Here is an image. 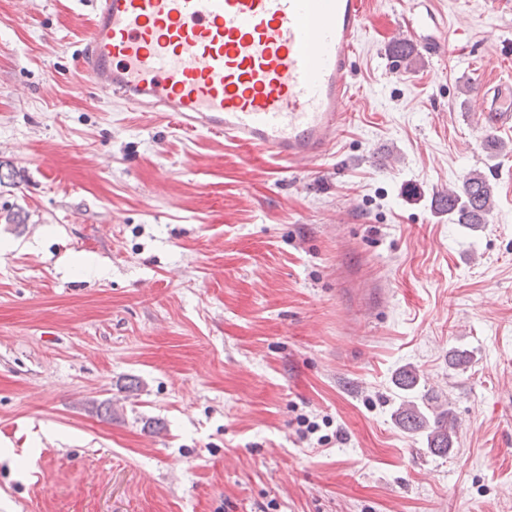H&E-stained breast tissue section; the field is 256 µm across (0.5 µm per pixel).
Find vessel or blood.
<instances>
[{
    "label": "vessel or blood",
    "mask_w": 512,
    "mask_h": 512,
    "mask_svg": "<svg viewBox=\"0 0 512 512\" xmlns=\"http://www.w3.org/2000/svg\"><path fill=\"white\" fill-rule=\"evenodd\" d=\"M366 0H95L79 67L100 95L291 165L329 155L353 101ZM493 128L512 81H481Z\"/></svg>",
    "instance_id": "b4317fda"
}]
</instances>
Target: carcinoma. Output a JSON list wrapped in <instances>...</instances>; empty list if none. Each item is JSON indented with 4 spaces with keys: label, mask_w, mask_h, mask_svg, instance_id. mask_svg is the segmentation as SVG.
Instances as JSON below:
<instances>
[{
    "label": "carcinoma",
    "mask_w": 512,
    "mask_h": 512,
    "mask_svg": "<svg viewBox=\"0 0 512 512\" xmlns=\"http://www.w3.org/2000/svg\"><path fill=\"white\" fill-rule=\"evenodd\" d=\"M437 206L455 216L457 223L478 228L487 223L494 209V189L485 173L471 170L463 176L459 187H450L448 192L439 196ZM418 383L417 374L412 370L399 374L397 384L407 395L402 397L395 411L396 422L409 433L428 430L429 447L445 454L453 447L455 425L448 421L447 411L437 412L430 402H420L411 394Z\"/></svg>",
    "instance_id": "1"
}]
</instances>
